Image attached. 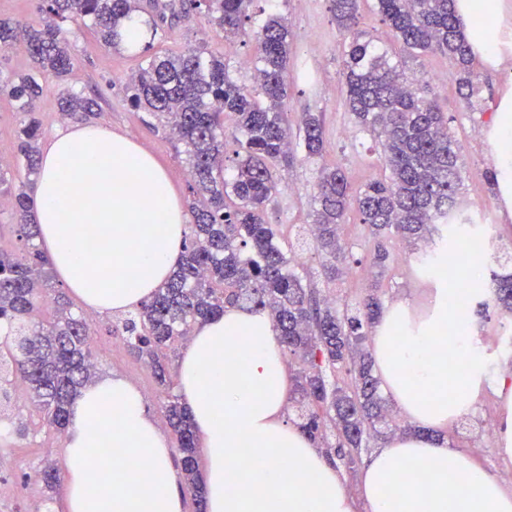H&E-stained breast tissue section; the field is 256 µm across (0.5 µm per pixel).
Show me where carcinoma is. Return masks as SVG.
Segmentation results:
<instances>
[{
	"label": "carcinoma",
	"instance_id": "1",
	"mask_svg": "<svg viewBox=\"0 0 512 512\" xmlns=\"http://www.w3.org/2000/svg\"><path fill=\"white\" fill-rule=\"evenodd\" d=\"M139 0H40L39 10L56 21L41 26L0 19V48L22 44L35 74L6 75L0 70V93L23 115L17 130L25 180L19 185L0 171V192L10 197L19 218V246L0 249V399L19 391L41 409L46 428L65 433L70 410L82 390L97 377L86 318L71 310L67 294L55 287L56 275L38 241L31 219V192L39 175L42 120L35 102L41 79H61L73 65L62 23L88 20L106 45L120 47L119 29L140 12ZM255 0H179L186 15L202 14L224 33V46L249 41L257 79L240 84L229 75L228 55L189 48L161 55L153 42L135 50L141 63L130 82L131 102L146 109L157 125L181 146L189 166L193 196L184 250L172 276L129 318L109 329L144 362L163 394L167 426L173 431L180 464L195 512H207L197 461L196 436L190 414L180 402L177 376L168 351L195 325L239 307L268 312L280 343L296 369L289 400L301 428L325 455L348 469L359 461L369 439L392 427L379 380L365 342L382 317L380 286L373 282L356 299L342 290L328 296L307 284L294 270L298 251L309 243L320 259V276L335 282L363 262L383 270L391 258L389 243L437 236L435 246L421 253L419 265L452 272L459 263L456 240L487 254L488 242L471 218L454 209L461 183L459 145L448 121L424 82L408 81L399 53L379 40L362 39L357 31L362 0H331L339 28L348 35L342 45L346 105L358 125L380 141L389 170L363 188H352L348 172L334 164L320 171L313 220L300 227L288 243L266 221V210L278 193L277 171L290 165V119L283 110L290 31L283 15L266 20L251 12ZM455 0H376L382 22L400 46V53H434L455 68L459 90H474L475 54L461 27ZM92 99L64 93L59 111L70 120L93 114ZM234 131L227 141L224 118ZM297 146L309 158L325 152L322 120L304 112L298 123ZM234 157L226 165L227 144ZM355 209L368 229L373 251L354 257L339 229ZM490 274L489 300L512 314V274ZM51 300L55 318L37 320L42 304ZM26 429L20 413L0 411V457L9 453L12 433ZM59 470L45 464L43 497L56 491Z\"/></svg>",
	"mask_w": 512,
	"mask_h": 512
}]
</instances>
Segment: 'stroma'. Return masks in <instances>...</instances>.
Returning <instances> with one entry per match:
<instances>
[{"label":"stroma","mask_w":512,"mask_h":512,"mask_svg":"<svg viewBox=\"0 0 512 512\" xmlns=\"http://www.w3.org/2000/svg\"><path fill=\"white\" fill-rule=\"evenodd\" d=\"M259 9H271L287 16L292 31L288 66V95L284 110L290 118L304 112H318L323 118L326 152L323 157L308 158L297 154L287 168V178L280 184L276 202L266 214L268 223L277 225L281 239L293 236L297 226L309 224L313 195L322 164H340L352 177L354 187L372 179H380L385 169L376 139L363 131L349 112L341 50L344 34L331 11L330 0H259ZM201 17L167 19L154 41L156 51H183L198 43H206L213 53H228L229 72L234 80L250 83L252 76L242 67L251 59L252 45H236L224 49L223 33L213 30L206 38L196 33ZM69 52L75 65L65 80L49 79L36 101V110L44 118L42 136L50 138L58 125L55 115L58 99L67 91L96 99L97 107L90 123L129 135L152 153L167 169L173 189L183 203H191L188 190L189 172L185 157L175 143L154 129L146 112L133 107L129 100L128 77L137 70L140 60L125 50H115L101 42L93 28L80 20L65 23ZM478 91L472 103H464L456 93V73L447 59L439 55H409L405 58V75L428 81L442 112L448 119V130L461 147L462 182L458 201L471 202L470 217L476 219L501 248L512 251V209L506 208L501 194L490 187L486 175L499 170L495 147L499 133L490 114L512 108V65H495L475 58ZM426 240L392 244L393 261L380 277L384 305L409 302L417 310L429 305L430 290L435 283L416 266L417 252L427 249ZM92 346L99 358V372L125 378L144 397L156 419H163L160 392L145 364L133 357L125 344L110 336L107 319L91 316ZM18 405L27 423L25 437L11 440V469L0 471V512H29L31 502L41 500L38 471L45 463L62 467L63 438L40 428L38 410L26 399ZM500 402L494 392H487L477 412L464 418L448 433L451 446L467 452L475 464L495 474L503 486L512 491V462L503 460L495 443H483L486 422L499 418Z\"/></svg>","instance_id":"35a3bbf8"}]
</instances>
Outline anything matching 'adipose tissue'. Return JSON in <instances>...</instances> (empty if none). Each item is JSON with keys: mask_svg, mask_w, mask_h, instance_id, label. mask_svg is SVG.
I'll return each instance as SVG.
<instances>
[{"mask_svg": "<svg viewBox=\"0 0 512 512\" xmlns=\"http://www.w3.org/2000/svg\"><path fill=\"white\" fill-rule=\"evenodd\" d=\"M31 193L40 243L59 280L102 317L133 310L171 275L189 216L154 156L94 124L56 130ZM470 288H436L427 312L388 307L375 328L373 367L413 424L374 451L357 492L285 418L291 379L267 312L225 308L185 346L179 393L205 454L207 512H512V492L472 457L437 440L486 386L472 334ZM108 448L111 459L93 451ZM166 433L142 394L100 377L71 408L65 432L68 512H183Z\"/></svg>", "mask_w": 512, "mask_h": 512, "instance_id": "adipose-tissue-1", "label": "adipose tissue"}]
</instances>
